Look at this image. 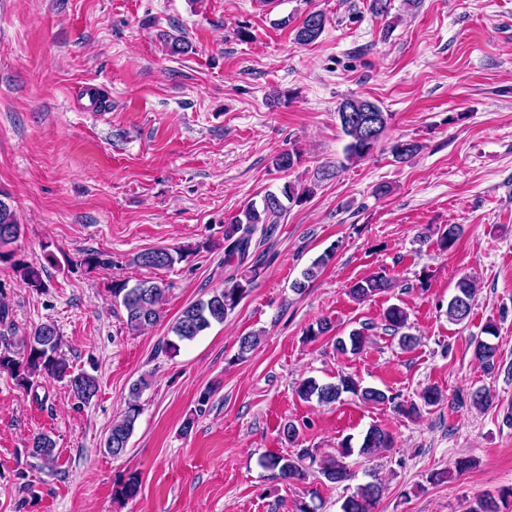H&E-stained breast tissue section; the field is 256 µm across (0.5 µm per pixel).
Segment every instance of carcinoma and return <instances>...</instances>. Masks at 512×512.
<instances>
[{"label":"carcinoma","instance_id":"1","mask_svg":"<svg viewBox=\"0 0 512 512\" xmlns=\"http://www.w3.org/2000/svg\"><path fill=\"white\" fill-rule=\"evenodd\" d=\"M326 27V17L319 11H310L293 29L294 40L301 45L316 41ZM337 119L343 134L348 138L345 146V159L356 163L368 158L388 127L392 114L384 111L375 102L362 97L344 98L336 109ZM422 145L413 140L398 141L391 147L396 161L406 162L421 150ZM300 161V151L291 148L277 153L272 165L279 171L294 168ZM313 193L311 188L298 189L296 185H283L280 192L265 194L261 203H249L239 215L224 225V267L228 269L224 277V286L212 291L205 300H198L185 307L179 317L172 323L170 332L173 338L165 342V351L173 354L179 350V344L191 341L203 334L214 323H222L228 313L233 311L257 284L265 269V254L251 251L255 233H260L261 240L270 238L278 219L287 211L288 206L302 202ZM461 225L446 226L439 236L442 249L452 248L461 235ZM21 235V226L15 211L0 199V261H10L14 257L12 245ZM330 247L316 258L302 273V279L292 283V291L303 294L307 283L312 281L326 266L334 254ZM183 258V253H172L166 248L143 250L135 255L133 262L141 267L162 269L172 266ZM22 283L35 291L45 288L43 269L29 264H14ZM395 287L392 278L383 273H376L350 284L348 295L361 302L381 295ZM167 288L161 283L142 280L129 285L127 280H114L110 293L113 300L123 308V323L128 332L139 333L143 328L154 325L163 318ZM476 284L470 278L460 279L455 286V293L448 301L446 314L448 321L461 324L471 315ZM408 313L399 305H391L384 312L386 329L400 335V345L406 349L417 343V338L404 332L408 325ZM363 326L350 331L348 337L336 338V349L346 353H359L365 344ZM488 338H476L472 341L473 356L482 367L492 372L498 363L497 346L489 337L497 335L496 326L489 323L484 328ZM260 343V336L248 333L238 338L237 358L243 359ZM11 373L16 385L25 392H32L38 386L37 379L42 375L65 379L75 398L85 404L97 394L96 379L86 373H74L66 359L60 354V336L52 323L38 325L30 335L22 340V356L16 357L10 349L0 351V370ZM150 385L149 379L140 377L129 387L127 408L112 422L104 441L106 452L119 457L126 452L134 432L136 421L141 414L139 405L144 390ZM351 393L365 403L383 404L390 397L380 389L363 387L351 376H341L336 382L319 383L313 378L301 380L296 386V394L303 401L316 400L320 405H330L340 400L342 394ZM393 437L387 430L373 425L365 432L359 448H354L351 439L343 440L336 454L328 455L319 462L318 473L329 483L339 484L352 479L347 459L358 454L372 459L384 450L392 447ZM31 455L52 465L56 461L55 441L46 434L33 439ZM315 462V458L305 449L294 457L271 454L264 460V466L275 476L290 481L306 478L305 460ZM370 481L357 486L356 491L344 498L341 512H377L385 485L375 472L368 473ZM140 482L135 474L121 478L114 483L113 496L118 499H132L139 493ZM512 509V486L501 490L496 497L476 500L466 512H509Z\"/></svg>","mask_w":512,"mask_h":512}]
</instances>
